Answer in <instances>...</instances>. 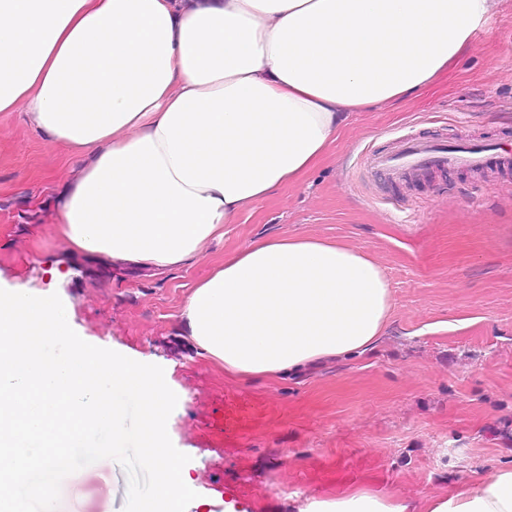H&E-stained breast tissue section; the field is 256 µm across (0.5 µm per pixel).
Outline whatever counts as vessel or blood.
<instances>
[{
  "label": "vessel or blood",
  "mask_w": 512,
  "mask_h": 512,
  "mask_svg": "<svg viewBox=\"0 0 512 512\" xmlns=\"http://www.w3.org/2000/svg\"><path fill=\"white\" fill-rule=\"evenodd\" d=\"M492 150L489 144L418 136L397 140L390 149L367 153L366 163L381 180L400 182L431 170H484Z\"/></svg>",
  "instance_id": "b4317fda"
}]
</instances>
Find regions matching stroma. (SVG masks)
I'll return each instance as SVG.
<instances>
[{"mask_svg": "<svg viewBox=\"0 0 512 512\" xmlns=\"http://www.w3.org/2000/svg\"><path fill=\"white\" fill-rule=\"evenodd\" d=\"M419 133L512 135V13L418 97L355 113L328 156L225 225L191 263L160 274L75 267L53 191L78 164L14 112H0V286L59 294L74 331L170 368L184 394L170 439L189 455L208 512H297L309 496L368 488L445 496L512 465V164L485 175L374 178L367 151ZM312 236L362 250L393 309L364 353L277 380H233L178 330L192 287L245 244ZM66 512H123L122 466L65 478Z\"/></svg>", "mask_w": 512, "mask_h": 512, "instance_id": "35a3bbf8", "label": "stroma"}]
</instances>
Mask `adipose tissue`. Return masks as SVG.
Instances as JSON below:
<instances>
[{
    "label": "adipose tissue",
    "mask_w": 512,
    "mask_h": 512,
    "mask_svg": "<svg viewBox=\"0 0 512 512\" xmlns=\"http://www.w3.org/2000/svg\"><path fill=\"white\" fill-rule=\"evenodd\" d=\"M512 0H0V112L80 163L53 204L72 253L163 272L328 154L351 113L407 101ZM384 270L312 237L249 243L187 297L193 348L239 380L362 353ZM299 512H512V467L417 504L363 488Z\"/></svg>",
    "instance_id": "ef3b65f1"
}]
</instances>
